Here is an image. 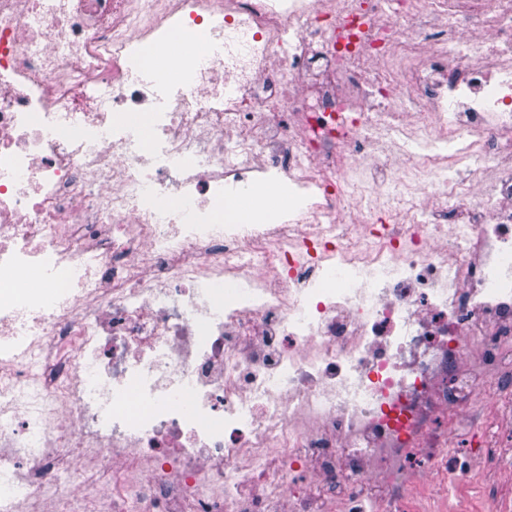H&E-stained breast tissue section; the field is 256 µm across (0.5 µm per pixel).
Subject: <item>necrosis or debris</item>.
Returning <instances> with one entry per match:
<instances>
[{
  "label": "necrosis or debris",
  "mask_w": 512,
  "mask_h": 512,
  "mask_svg": "<svg viewBox=\"0 0 512 512\" xmlns=\"http://www.w3.org/2000/svg\"><path fill=\"white\" fill-rule=\"evenodd\" d=\"M174 26L207 53L153 60ZM381 131L494 196L439 153L407 223L358 210ZM511 151L512 0H0V512H459L434 479L508 437L448 443L512 388ZM481 163L478 159L465 160L462 163H449L448 168L443 171L442 179L448 183L470 182L477 177V171Z\"/></svg>",
  "instance_id": "1"
}]
</instances>
